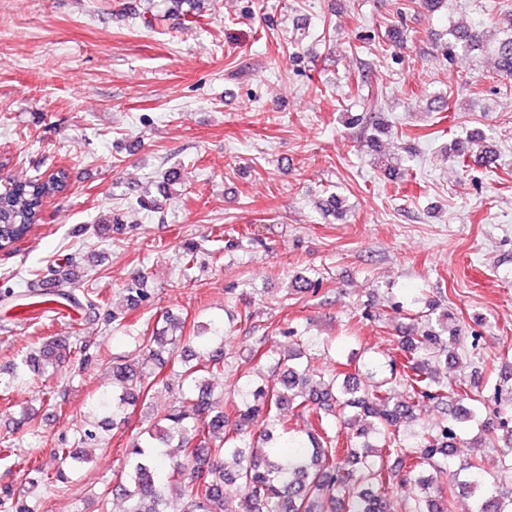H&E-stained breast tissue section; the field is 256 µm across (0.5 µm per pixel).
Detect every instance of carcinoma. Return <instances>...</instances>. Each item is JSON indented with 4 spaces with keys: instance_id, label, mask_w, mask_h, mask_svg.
Returning <instances> with one entry per match:
<instances>
[{
    "instance_id": "carcinoma-1",
    "label": "carcinoma",
    "mask_w": 512,
    "mask_h": 512,
    "mask_svg": "<svg viewBox=\"0 0 512 512\" xmlns=\"http://www.w3.org/2000/svg\"><path fill=\"white\" fill-rule=\"evenodd\" d=\"M169 13L186 25L197 23L200 0H169ZM448 57L456 51L487 47L500 75L512 77V10L498 17L494 33L448 28ZM67 188L63 169L0 188V249L25 238L41 221L46 199ZM82 275L72 274L56 296L43 299L44 310L60 298L84 311V321L98 319L99 302L86 292L75 297ZM436 302L396 305L413 326L400 337L397 353L364 351L363 380L335 369L314 374L302 359L336 351V338L314 336L297 325L270 321L261 334L248 337L250 358L278 371L276 382L257 383L240 376L229 396H212L202 384L224 375V321L211 320L185 333V321L167 311L161 327L132 337L138 358H112V385L86 400L98 421L77 427L71 446L57 449L61 466L51 472L40 464L22 473L27 493L5 488L0 512H40L34 489L49 483L68 487L88 458L80 449L119 429L130 407L158 388L171 389L150 365L180 361L178 397L151 425L139 430L126 449L125 462L97 497L96 512H110L120 500L124 512H453L456 489L473 494L471 512H512V418L483 414L481 395L467 384L448 383L436 368L457 358L459 336L433 318ZM288 345H277V336ZM82 329L39 344L21 363L0 373V389L10 391L31 379L53 375L71 362L82 369L93 355ZM449 406L447 418L431 429L407 425L427 405ZM16 430L40 437L35 413L24 411ZM475 430L471 451L454 455L462 434ZM488 450L497 454V475L484 466ZM420 488L414 497L395 490Z\"/></svg>"
}]
</instances>
